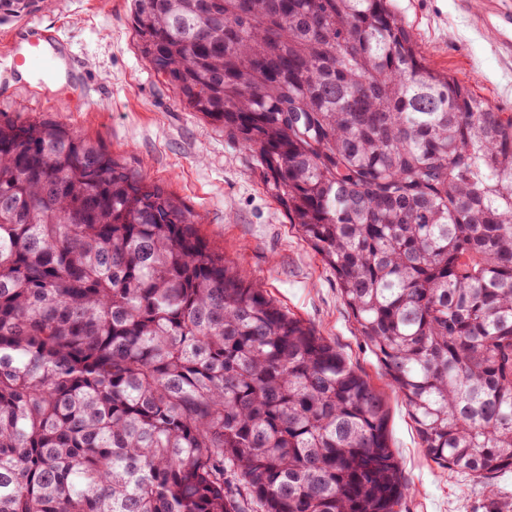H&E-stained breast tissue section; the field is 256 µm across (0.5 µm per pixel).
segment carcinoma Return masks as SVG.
I'll use <instances>...</instances> for the list:
<instances>
[{
	"label": "carcinoma",
	"mask_w": 512,
	"mask_h": 512,
	"mask_svg": "<svg viewBox=\"0 0 512 512\" xmlns=\"http://www.w3.org/2000/svg\"><path fill=\"white\" fill-rule=\"evenodd\" d=\"M44 0H0V22ZM139 51L255 154L427 456L512 470V113L391 0H134ZM381 393L66 126L0 119V512H393Z\"/></svg>",
	"instance_id": "carcinoma-1"
}]
</instances>
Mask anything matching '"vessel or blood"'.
Instances as JSON below:
<instances>
[{
	"label": "vessel or blood",
	"mask_w": 512,
	"mask_h": 512,
	"mask_svg": "<svg viewBox=\"0 0 512 512\" xmlns=\"http://www.w3.org/2000/svg\"><path fill=\"white\" fill-rule=\"evenodd\" d=\"M6 70L11 75L25 74L33 86L71 77L69 57L60 38L36 25L29 26L25 35L14 41Z\"/></svg>",
	"instance_id": "1"
}]
</instances>
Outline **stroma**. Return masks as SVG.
I'll use <instances>...</instances> for the list:
<instances>
[{
	"mask_svg": "<svg viewBox=\"0 0 512 512\" xmlns=\"http://www.w3.org/2000/svg\"><path fill=\"white\" fill-rule=\"evenodd\" d=\"M431 67L512 113V0H393ZM130 0H52L25 21L67 43L77 86L35 93L0 70V115L45 117L97 143L189 209L201 235L289 313L334 344L386 397L387 437L409 489L402 512H512V472L483 483L437 467L377 357L358 336L333 270L288 223L254 156L180 103L142 58Z\"/></svg>",
	"mask_w": 512,
	"mask_h": 512,
	"instance_id": "1",
	"label": "stroma"
}]
</instances>
